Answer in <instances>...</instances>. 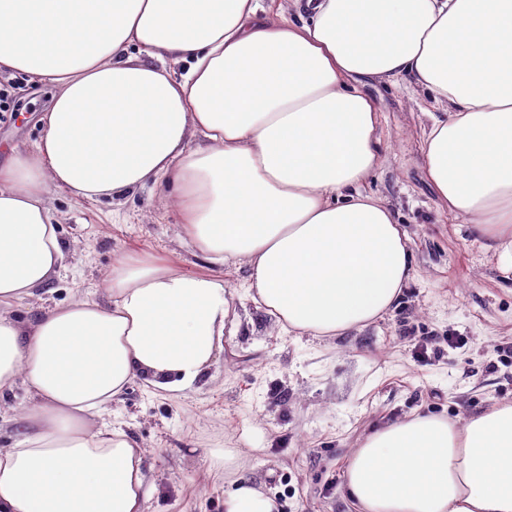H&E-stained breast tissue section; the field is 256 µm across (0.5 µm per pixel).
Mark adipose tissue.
<instances>
[{"instance_id":"1","label":"adipose tissue","mask_w":512,"mask_h":512,"mask_svg":"<svg viewBox=\"0 0 512 512\" xmlns=\"http://www.w3.org/2000/svg\"><path fill=\"white\" fill-rule=\"evenodd\" d=\"M51 83L32 150L0 165V512H144L146 452L96 427L140 377L176 393L210 366L229 292L121 257L108 299L20 320L65 260L50 188L170 187L183 233L283 331L335 336L387 311L409 237L362 186L379 114L362 80L405 78L445 111L421 141L441 205L512 259V0H0V74ZM355 512H512V401L465 423L414 415L353 449Z\"/></svg>"}]
</instances>
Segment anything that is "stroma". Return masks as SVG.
Returning <instances> with one entry per match:
<instances>
[{
  "instance_id": "stroma-1",
  "label": "stroma",
  "mask_w": 512,
  "mask_h": 512,
  "mask_svg": "<svg viewBox=\"0 0 512 512\" xmlns=\"http://www.w3.org/2000/svg\"><path fill=\"white\" fill-rule=\"evenodd\" d=\"M14 108L0 112V162L26 150L54 88L28 75L0 76ZM380 113L379 162L366 193L383 198L407 232L411 276L396 306L337 336L281 332L246 291V268L224 265L231 312L219 350L182 393H154L134 379L96 424L122 426L147 445L145 512H224L232 478L273 498L278 512H350L345 468L372 432L419 412L461 423L512 400V270L463 218L442 208L428 183L421 139L433 109L409 81H363ZM66 269L39 304L103 300L115 259L175 260L182 272L212 265L181 231L166 187L112 201L50 193ZM460 337L459 346L449 337ZM234 455L235 477L209 471L213 454Z\"/></svg>"
}]
</instances>
